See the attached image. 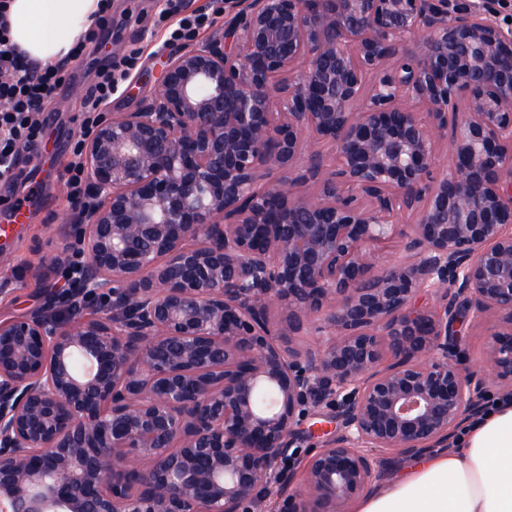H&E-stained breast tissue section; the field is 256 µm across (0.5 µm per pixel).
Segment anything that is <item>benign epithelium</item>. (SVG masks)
Segmentation results:
<instances>
[{
  "mask_svg": "<svg viewBox=\"0 0 512 512\" xmlns=\"http://www.w3.org/2000/svg\"><path fill=\"white\" fill-rule=\"evenodd\" d=\"M500 2L247 0L100 123L82 277L0 319V512H348L512 394Z\"/></svg>",
  "mask_w": 512,
  "mask_h": 512,
  "instance_id": "1",
  "label": "benign epithelium"
}]
</instances>
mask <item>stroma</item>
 Segmentation results:
<instances>
[{
	"label": "stroma",
	"mask_w": 512,
	"mask_h": 512,
	"mask_svg": "<svg viewBox=\"0 0 512 512\" xmlns=\"http://www.w3.org/2000/svg\"><path fill=\"white\" fill-rule=\"evenodd\" d=\"M164 0H113L112 21L96 30L75 68L76 81L68 92L53 93L44 113V143L37 165L26 166L24 178L0 195L20 200L24 218L10 221L11 211L0 205V225L10 224L8 235L0 237V317L33 311L46 300L52 286H63L64 277L42 270L40 264L63 248L66 240L59 224L70 214L63 168L70 160L79 138L84 73L101 67L113 49L139 50L136 68L112 98V111L131 112L157 91L163 53L154 45L165 37L166 25L159 20Z\"/></svg>",
	"instance_id": "35a3bbf8"
}]
</instances>
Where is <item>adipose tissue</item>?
<instances>
[{
	"mask_svg": "<svg viewBox=\"0 0 512 512\" xmlns=\"http://www.w3.org/2000/svg\"><path fill=\"white\" fill-rule=\"evenodd\" d=\"M100 0H9V36L40 65L63 61L89 34ZM353 512H512V396L466 426L455 447L412 455Z\"/></svg>",
	"mask_w": 512,
	"mask_h": 512,
	"instance_id": "ef3b65f1",
	"label": "adipose tissue"
}]
</instances>
